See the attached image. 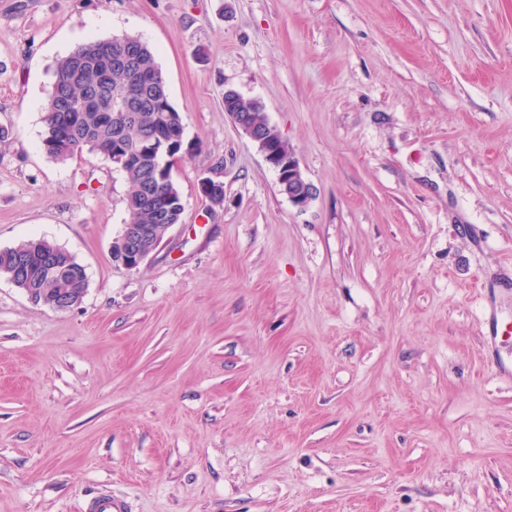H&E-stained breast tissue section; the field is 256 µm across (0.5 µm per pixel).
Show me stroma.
Masks as SVG:
<instances>
[{"mask_svg": "<svg viewBox=\"0 0 512 512\" xmlns=\"http://www.w3.org/2000/svg\"><path fill=\"white\" fill-rule=\"evenodd\" d=\"M122 33L191 148L135 269L111 257L122 175L41 146L56 60ZM0 127V249L44 237L88 277L68 311L0 278V512H512L482 328L512 320V0H0ZM226 91V90H225ZM224 91V93H225ZM224 110L234 125L252 142L258 144L266 162L276 171L278 185L283 178L288 180V200L298 209H305L314 196V187L308 182L300 169L294 154L284 144L288 153L282 152L274 143H267L257 129L256 123L248 121L245 112L260 121L268 137L275 142H280L279 133L268 120L266 113L259 102L243 97L236 90H229L224 94ZM85 509L86 512H125L127 506L124 500L112 493L101 492L87 501Z\"/></svg>", "mask_w": 512, "mask_h": 512, "instance_id": "stroma-1", "label": "stroma"}]
</instances>
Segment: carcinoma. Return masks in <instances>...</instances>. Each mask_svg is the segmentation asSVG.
Listing matches in <instances>:
<instances>
[{
	"label": "carcinoma",
	"mask_w": 512,
	"mask_h": 512,
	"mask_svg": "<svg viewBox=\"0 0 512 512\" xmlns=\"http://www.w3.org/2000/svg\"><path fill=\"white\" fill-rule=\"evenodd\" d=\"M113 41L112 37L89 40L56 60L43 118V149L57 162H66L85 152L104 158L125 177L123 201L129 221L134 224L157 223L154 211L147 203V196L155 194L171 199L174 207L169 223L177 224L184 211L174 177L180 143L174 142L169 149L156 134L184 135L181 115L170 102L165 78L150 47L137 37L123 36L128 66L116 67L109 63ZM125 93L136 96L140 102L138 110L131 113L125 123L115 125L105 111L92 109L82 115L69 150L53 145L58 132L67 126L73 104L87 97L113 98ZM224 110L248 113L253 120L260 121L271 140L280 141L279 133L270 124L259 102L229 90L224 94ZM117 138L132 156V162L124 166L112 157V145ZM45 254L53 256L62 268L81 267L65 248L45 238H32L14 247L0 249V276H10L20 259L26 260L32 273L37 275Z\"/></svg>",
	"instance_id": "1"
}]
</instances>
